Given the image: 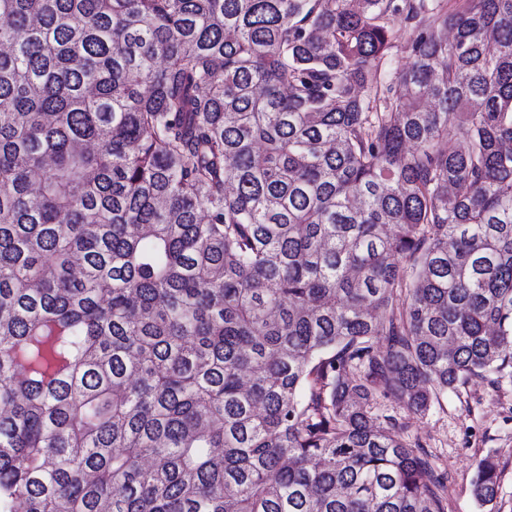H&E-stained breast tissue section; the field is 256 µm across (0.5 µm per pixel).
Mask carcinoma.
Instances as JSON below:
<instances>
[{"mask_svg":"<svg viewBox=\"0 0 512 512\" xmlns=\"http://www.w3.org/2000/svg\"><path fill=\"white\" fill-rule=\"evenodd\" d=\"M454 2L0 0V512H446L380 399L512 379V0ZM392 35L394 45L398 47V52L394 48L391 56L387 57L386 62L383 64L387 76L393 75L396 70H400L409 64L410 58L404 52V47L411 41L413 31L406 23L395 20L392 24Z\"/></svg>","mask_w":512,"mask_h":512,"instance_id":"obj_1","label":"carcinoma"}]
</instances>
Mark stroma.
<instances>
[{"label":"stroma","mask_w":512,"mask_h":512,"mask_svg":"<svg viewBox=\"0 0 512 512\" xmlns=\"http://www.w3.org/2000/svg\"><path fill=\"white\" fill-rule=\"evenodd\" d=\"M385 406L406 422L409 440L421 443L446 469L447 512H484L472 497L471 481L488 456L501 471L491 512H512V382L471 378L458 390L440 395L422 417L407 413L394 398Z\"/></svg>","instance_id":"obj_1"}]
</instances>
